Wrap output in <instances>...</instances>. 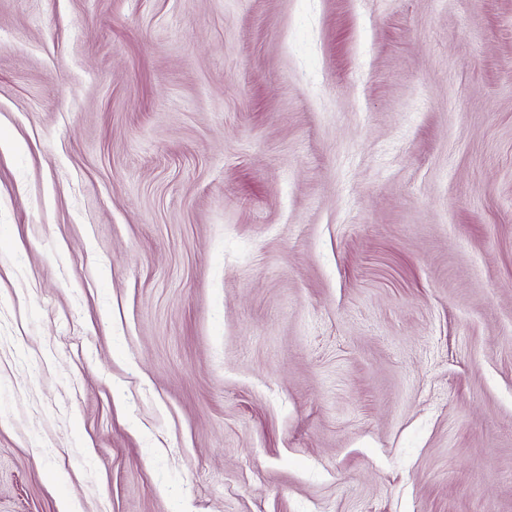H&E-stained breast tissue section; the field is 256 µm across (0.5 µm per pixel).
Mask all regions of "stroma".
<instances>
[{
    "label": "stroma",
    "instance_id": "35a3bbf8",
    "mask_svg": "<svg viewBox=\"0 0 512 512\" xmlns=\"http://www.w3.org/2000/svg\"><path fill=\"white\" fill-rule=\"evenodd\" d=\"M512 512V0H0V512Z\"/></svg>",
    "mask_w": 512,
    "mask_h": 512
}]
</instances>
